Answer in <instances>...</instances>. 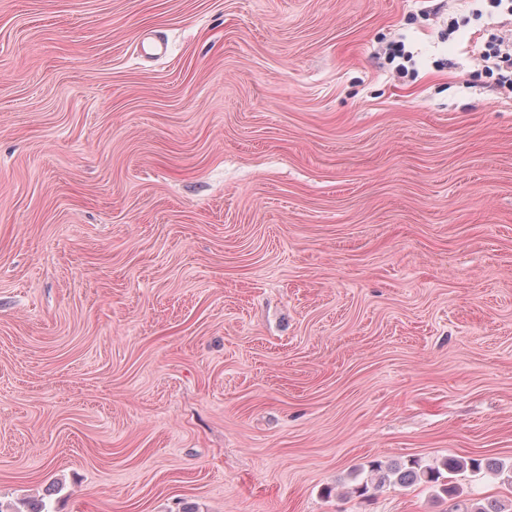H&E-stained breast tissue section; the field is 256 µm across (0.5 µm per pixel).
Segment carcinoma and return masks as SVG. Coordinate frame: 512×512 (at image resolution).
I'll return each instance as SVG.
<instances>
[{
    "mask_svg": "<svg viewBox=\"0 0 512 512\" xmlns=\"http://www.w3.org/2000/svg\"><path fill=\"white\" fill-rule=\"evenodd\" d=\"M467 469L475 473L486 472L494 475L503 472V466L488 458L449 457L439 464L427 466L421 465L416 460L398 464L373 459L368 464L367 476L353 485L351 494L366 499L370 490L393 483L405 488L419 484L430 485L441 493L451 496L457 490L453 476Z\"/></svg>",
    "mask_w": 512,
    "mask_h": 512,
    "instance_id": "cac0c4a2",
    "label": "carcinoma"
}]
</instances>
